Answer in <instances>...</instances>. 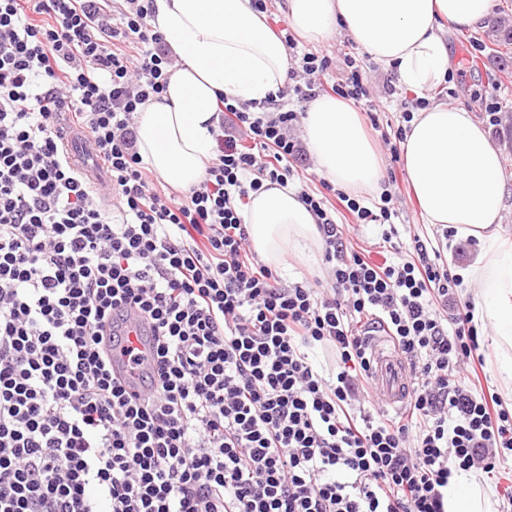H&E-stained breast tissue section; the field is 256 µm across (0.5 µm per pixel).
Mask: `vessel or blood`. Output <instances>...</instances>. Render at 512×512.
<instances>
[{"mask_svg":"<svg viewBox=\"0 0 512 512\" xmlns=\"http://www.w3.org/2000/svg\"><path fill=\"white\" fill-rule=\"evenodd\" d=\"M62 148L73 167L83 174L93 187H100V172L90 145V138L80 128L73 127L62 141ZM373 394L378 403L401 408L407 398V367L386 337L376 335L369 341Z\"/></svg>","mask_w":512,"mask_h":512,"instance_id":"obj_1","label":"vessel or blood"}]
</instances>
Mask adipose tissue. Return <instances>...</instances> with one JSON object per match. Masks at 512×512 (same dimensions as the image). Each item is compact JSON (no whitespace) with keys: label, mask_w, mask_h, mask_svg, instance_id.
Segmentation results:
<instances>
[{"label":"adipose tissue","mask_w":512,"mask_h":512,"mask_svg":"<svg viewBox=\"0 0 512 512\" xmlns=\"http://www.w3.org/2000/svg\"><path fill=\"white\" fill-rule=\"evenodd\" d=\"M154 26L181 59L162 94L138 107L137 148L162 179L188 189L214 156L212 130L221 96L260 102L283 87L288 51L250 0H154ZM492 0H286L289 19L304 39L320 42L341 28L375 61L392 69L400 87L426 97L448 74L444 24L477 29ZM302 137L318 172L347 190L378 192L379 158L358 112L322 95L308 106ZM414 198L427 223L479 241L461 272L475 285V323L491 330L494 362L512 393V238L500 232L505 193L501 155L472 112L444 102L415 112L401 145ZM250 242L266 263L288 254L311 258L320 244L316 218L295 190L272 187L250 197L244 214ZM447 512H493L475 474L450 480Z\"/></svg>","instance_id":"obj_1"}]
</instances>
